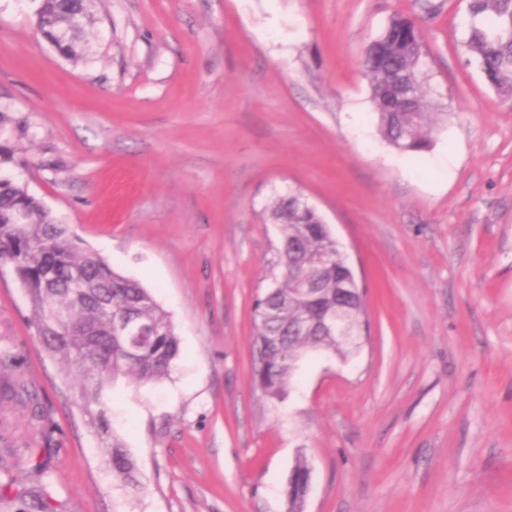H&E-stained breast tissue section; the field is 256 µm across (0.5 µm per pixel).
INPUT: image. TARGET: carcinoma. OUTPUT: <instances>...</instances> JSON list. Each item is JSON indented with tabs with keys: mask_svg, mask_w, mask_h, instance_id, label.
Returning <instances> with one entry per match:
<instances>
[{
	"mask_svg": "<svg viewBox=\"0 0 512 512\" xmlns=\"http://www.w3.org/2000/svg\"><path fill=\"white\" fill-rule=\"evenodd\" d=\"M92 0H39L38 30L62 36L55 49L68 60L84 56L88 31L71 29L74 16L86 25ZM469 24L464 47L485 81L498 93L512 96V36L494 34L512 27V0H468ZM420 20L393 17L383 34L365 50L363 68L370 81V102L380 136L403 154L430 148L438 116L427 99ZM412 88L413 112L395 107L393 92L402 75ZM22 208L28 219L15 224ZM263 223L279 230L273 286L253 305L255 334L252 364L255 386L278 400L296 362L308 351L347 358L358 348L356 337L367 326L364 291L344 259L336 237L299 190L277 197L265 209ZM9 263L23 286L32 320L47 355L80 377L76 404L95 432L111 435V399L106 390L120 377L141 383L169 376L180 352L168 313L137 281L112 270L97 254L83 248L70 229L54 221L42 202L16 182L0 180V263ZM131 318L143 329L124 336L117 322ZM112 476L137 488V463L124 444L112 438ZM46 470L21 469L0 489V505L17 504L14 512H59ZM311 465L299 453L289 477L294 489L284 491L285 512H304ZM20 489L13 495L6 490Z\"/></svg>",
	"mask_w": 512,
	"mask_h": 512,
	"instance_id": "1",
	"label": "carcinoma"
}]
</instances>
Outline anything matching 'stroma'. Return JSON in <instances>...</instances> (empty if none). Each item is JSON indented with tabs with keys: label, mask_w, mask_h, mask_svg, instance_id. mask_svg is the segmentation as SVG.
Wrapping results in <instances>:
<instances>
[{
	"label": "stroma",
	"mask_w": 512,
	"mask_h": 512,
	"mask_svg": "<svg viewBox=\"0 0 512 512\" xmlns=\"http://www.w3.org/2000/svg\"><path fill=\"white\" fill-rule=\"evenodd\" d=\"M466 0H98L91 58L61 57L36 0H0V165L169 312L182 353L118 379L139 491L46 355L0 267V484L44 462L63 512H512V97L462 47ZM421 21L431 148L378 134L367 46ZM301 190L366 291L359 354L309 352L281 400L252 383V306L277 269L262 212ZM311 465L304 453H299L295 465L293 466L287 480L284 491L286 510L285 512H304V498L307 489L310 487ZM292 478L294 489L288 491V482ZM306 495V499L308 497Z\"/></svg>",
	"instance_id": "1"
}]
</instances>
